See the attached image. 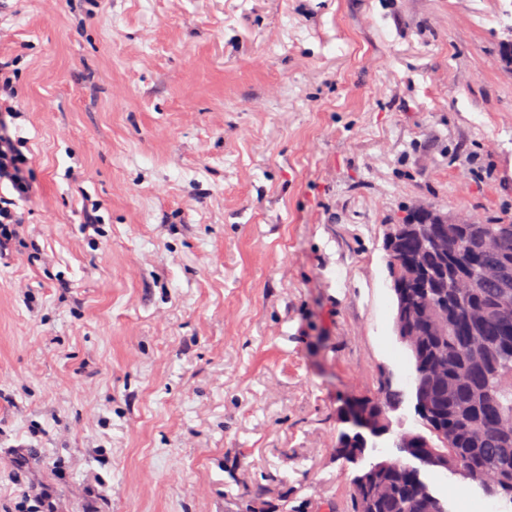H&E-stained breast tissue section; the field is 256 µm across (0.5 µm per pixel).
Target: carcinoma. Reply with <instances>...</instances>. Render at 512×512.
<instances>
[{"label":"carcinoma","mask_w":512,"mask_h":512,"mask_svg":"<svg viewBox=\"0 0 512 512\" xmlns=\"http://www.w3.org/2000/svg\"><path fill=\"white\" fill-rule=\"evenodd\" d=\"M426 214L414 209L395 225L396 237L386 252L412 263L419 280L405 284L409 319L416 336L408 344L413 367L415 412L427 433L392 428L388 412L402 404L405 391L383 380L372 396L356 398L341 415L366 416L367 429L339 432L333 455L350 477L352 512H448V502L430 493L422 473L409 463L430 451L440 466L474 482L483 494L512 506V224H483L467 215L448 235L446 275H438L440 254L414 229ZM460 278L472 287L453 288ZM394 436L396 453L360 469L376 440ZM499 472L503 482L488 486L484 477ZM240 488L237 512H253L266 485L232 472Z\"/></svg>","instance_id":"cac0c4a2"}]
</instances>
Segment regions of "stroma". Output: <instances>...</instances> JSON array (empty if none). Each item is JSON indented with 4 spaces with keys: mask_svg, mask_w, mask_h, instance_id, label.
Listing matches in <instances>:
<instances>
[{
    "mask_svg": "<svg viewBox=\"0 0 512 512\" xmlns=\"http://www.w3.org/2000/svg\"><path fill=\"white\" fill-rule=\"evenodd\" d=\"M506 23L502 0H0L39 187L0 257V512L31 486L233 512L239 466L286 477L290 512H350L337 412L411 373L386 225L512 221Z\"/></svg>",
    "mask_w": 512,
    "mask_h": 512,
    "instance_id": "stroma-1",
    "label": "stroma"
}]
</instances>
